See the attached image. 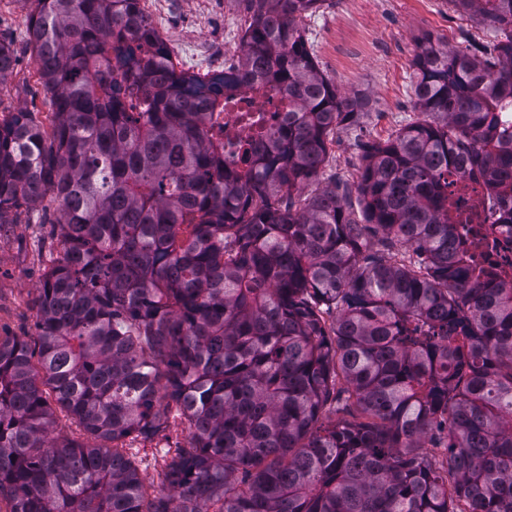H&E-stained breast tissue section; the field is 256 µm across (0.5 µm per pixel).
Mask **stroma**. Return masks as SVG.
Instances as JSON below:
<instances>
[{"mask_svg": "<svg viewBox=\"0 0 512 512\" xmlns=\"http://www.w3.org/2000/svg\"><path fill=\"white\" fill-rule=\"evenodd\" d=\"M160 34L174 39L218 40L226 23L250 24L246 0H171L154 18ZM29 11L22 0H0V40L11 43L16 61L0 83V123L15 112L33 114L44 130L54 115L42 90L28 37ZM307 47L326 79L338 91L365 103L358 125L340 127L328 144L318 180L293 191L300 200L328 179H336L356 203L355 187L362 164L361 144L386 142L406 124L422 120L415 107L417 41L427 31L452 49L467 44L492 47L494 39L476 20L460 15L446 0H324L303 18ZM45 211L19 210L15 223L0 226V336L34 342L38 333L33 305L36 288L51 264L52 246L40 223ZM140 476L148 489H159L166 466L187 444V429L178 419L152 438L131 436Z\"/></svg>", "mask_w": 512, "mask_h": 512, "instance_id": "obj_1", "label": "stroma"}]
</instances>
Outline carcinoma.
<instances>
[{"instance_id": "cac0c4a2", "label": "carcinoma", "mask_w": 512, "mask_h": 512, "mask_svg": "<svg viewBox=\"0 0 512 512\" xmlns=\"http://www.w3.org/2000/svg\"><path fill=\"white\" fill-rule=\"evenodd\" d=\"M26 2L55 121L0 125V224L51 198L61 258L37 288V351L0 339L10 512H512V286L468 263L443 183L480 175L512 225V0H449L489 53L418 39L426 119L362 146L360 220L334 179L281 205L365 106L307 47L323 0H248L239 62L204 82L164 64L139 0ZM252 76L288 112L243 176L208 120ZM48 390L90 443L51 438ZM329 403L364 421L321 429ZM172 412L188 446L153 495L123 442ZM437 431L445 468L414 452Z\"/></svg>"}]
</instances>
